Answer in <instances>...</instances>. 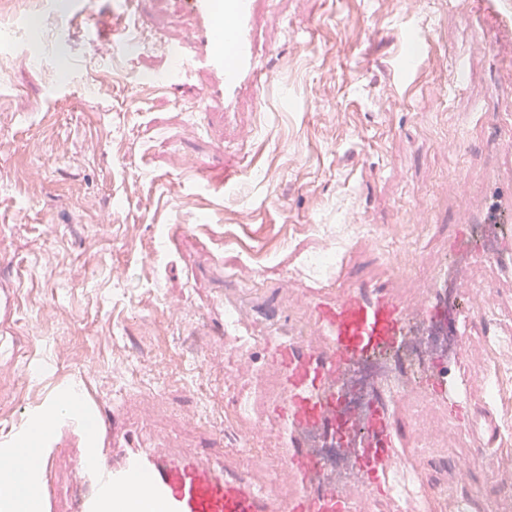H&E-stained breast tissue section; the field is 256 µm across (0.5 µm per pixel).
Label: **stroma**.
<instances>
[{
  "label": "stroma",
  "instance_id": "stroma-1",
  "mask_svg": "<svg viewBox=\"0 0 512 512\" xmlns=\"http://www.w3.org/2000/svg\"><path fill=\"white\" fill-rule=\"evenodd\" d=\"M30 2L0 15V281L17 290L19 340L0 364V441L85 382L144 440L196 448L220 431L272 460L236 409L245 379L224 369L225 289L297 319L281 284H326L336 267L315 256L406 288L426 278L512 115L497 86L512 40L482 0H273L265 104L240 113L238 142L194 111L198 80L176 94L157 81L155 34L188 32L176 0H145L152 29L115 49L110 27L62 37ZM408 56L421 63L405 76ZM473 276L512 341V279L481 263ZM468 369L498 382L512 446V365ZM490 472L446 447L425 474L481 487L487 512L505 495Z\"/></svg>",
  "mask_w": 512,
  "mask_h": 512
}]
</instances>
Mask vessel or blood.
Masks as SVG:
<instances>
[{
  "instance_id": "1",
  "label": "vessel or blood",
  "mask_w": 512,
  "mask_h": 512,
  "mask_svg": "<svg viewBox=\"0 0 512 512\" xmlns=\"http://www.w3.org/2000/svg\"><path fill=\"white\" fill-rule=\"evenodd\" d=\"M192 25L178 43L158 39L168 67L161 80L175 89L201 76L202 115L232 118L258 111L269 78L262 62L270 0H181ZM504 156L486 182L467 187L461 220L448 232L455 256L470 225L512 216V125L499 129ZM483 263L512 271V240L479 245ZM471 263L440 262L414 288L394 280L352 275L310 289L299 304L304 328L267 324L256 331L254 312L237 309L235 323L255 331L265 357L236 359L251 390L240 395V413L255 431L278 440V463L267 478L247 474L243 449L212 435L200 449L144 447L99 400L81 394L83 411L57 417L56 434L38 458L22 454L26 431L0 443V512H441L444 492L427 482L422 464L435 441L423 420L441 412L450 428L468 437L466 460L502 443V428L481 401L461 365L474 352L473 332L493 313L495 295L476 287ZM468 307H457L458 298ZM420 347L416 362L398 350ZM97 416L87 428L86 413ZM67 464L71 493L58 499L54 477Z\"/></svg>"
}]
</instances>
